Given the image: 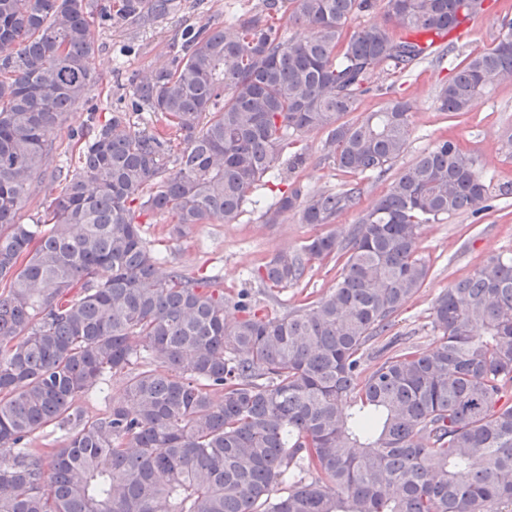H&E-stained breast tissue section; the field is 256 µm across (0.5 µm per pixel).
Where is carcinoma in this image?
<instances>
[{
  "label": "carcinoma",
  "mask_w": 512,
  "mask_h": 512,
  "mask_svg": "<svg viewBox=\"0 0 512 512\" xmlns=\"http://www.w3.org/2000/svg\"><path fill=\"white\" fill-rule=\"evenodd\" d=\"M376 0H282L248 20L186 32L133 106L91 122L74 171L47 133L94 82L91 0H0V512H512V256L487 261L435 300V346L387 336L430 266L420 229L492 208L477 160L452 140L418 155L356 223L360 188L278 190L264 223L289 213L318 229L258 269L271 289L313 260L342 262L336 284L281 317L247 293L161 257L134 210L169 235L230 223L279 171L278 146L325 131L338 169L382 177L406 150L409 106L392 99L348 122L374 71L405 73L453 46L393 40L385 25L444 36L485 0H386L381 24L349 31ZM179 0H121L145 23ZM512 81V25L438 91L465 112ZM52 171L65 186L37 224L16 220ZM108 374L123 399L92 421L73 402ZM59 448H29L47 427Z\"/></svg>",
  "instance_id": "1"
}]
</instances>
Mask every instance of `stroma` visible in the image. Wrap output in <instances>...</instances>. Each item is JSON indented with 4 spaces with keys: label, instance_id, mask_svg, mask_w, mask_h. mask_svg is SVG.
Returning <instances> with one entry per match:
<instances>
[{
    "label": "stroma",
    "instance_id": "stroma-1",
    "mask_svg": "<svg viewBox=\"0 0 512 512\" xmlns=\"http://www.w3.org/2000/svg\"><path fill=\"white\" fill-rule=\"evenodd\" d=\"M262 0H182V8L173 15L157 18L144 26L126 23L94 22L95 53L92 70L95 77L88 98L75 104L66 121L49 134L58 161L75 166L78 154L73 147L72 131L86 127L89 115L107 120L113 111L126 109L131 98L130 85L165 66L174 41L189 28L208 23L223 25L230 18L244 20L255 14ZM512 22V0H489L485 13L470 21L468 35L456 42L450 58L460 63L468 56L494 47ZM450 64L423 61L402 74L371 76V93L361 96L353 119L381 109L388 100L408 101L411 134L407 150L393 163L384 177L375 179L339 170L323 151L325 133L283 145L282 158L300 154L302 166L298 179L310 190H338L358 185L359 209L338 219L339 227L355 223L360 208L370 207L388 189L390 183L420 153L440 140L452 139L462 149L476 155L490 187L494 208L486 215L463 214L450 221L423 225L418 240L420 255L430 266L422 288L394 318L392 333L411 337L421 347L432 346V307L436 298L456 281L473 273L489 258L512 255V153L503 146L502 133L512 127V84H502L478 96L466 112L439 111L436 95L450 74ZM251 204L246 205L230 224L212 222L190 228L180 238L164 232L166 216L142 215L145 236L170 265L196 276H220L224 294L233 298L247 291L258 314L277 317L305 299H316L336 282L339 270L326 261H312L303 279L296 285L267 290L252 276L251 270L276 252L293 250L313 232L300 223L297 215L281 223H264L262 213L272 201L269 183L254 189Z\"/></svg>",
    "mask_w": 512,
    "mask_h": 512
}]
</instances>
